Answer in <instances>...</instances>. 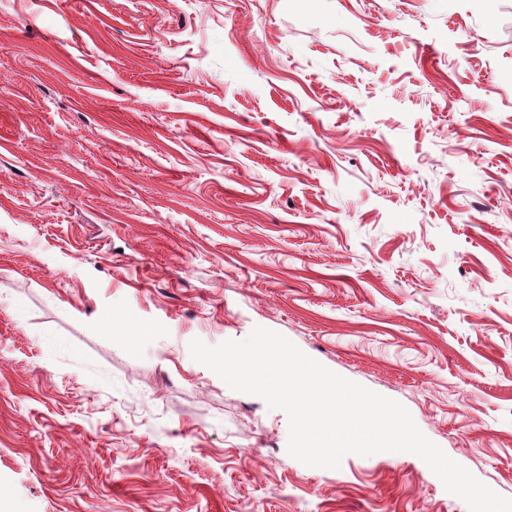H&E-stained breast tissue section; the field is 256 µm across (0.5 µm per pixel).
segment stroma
<instances>
[{
    "instance_id": "obj_1",
    "label": "stroma",
    "mask_w": 512,
    "mask_h": 512,
    "mask_svg": "<svg viewBox=\"0 0 512 512\" xmlns=\"http://www.w3.org/2000/svg\"><path fill=\"white\" fill-rule=\"evenodd\" d=\"M258 326L512 498V0H0L12 512H468L290 456Z\"/></svg>"
}]
</instances>
